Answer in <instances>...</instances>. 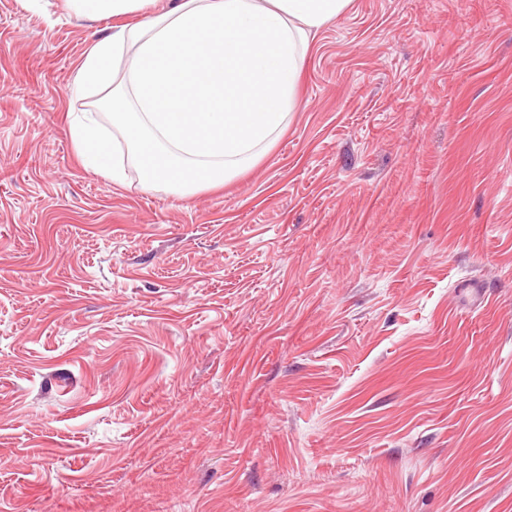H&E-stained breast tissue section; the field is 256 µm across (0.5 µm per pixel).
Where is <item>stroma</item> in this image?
Returning <instances> with one entry per match:
<instances>
[{
	"instance_id": "obj_1",
	"label": "stroma",
	"mask_w": 512,
	"mask_h": 512,
	"mask_svg": "<svg viewBox=\"0 0 512 512\" xmlns=\"http://www.w3.org/2000/svg\"><path fill=\"white\" fill-rule=\"evenodd\" d=\"M112 25L0 0V512H512V0H352L189 198L77 154Z\"/></svg>"
}]
</instances>
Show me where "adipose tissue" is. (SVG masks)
I'll use <instances>...</instances> for the list:
<instances>
[{"label":"adipose tissue","instance_id":"ef3b65f1","mask_svg":"<svg viewBox=\"0 0 512 512\" xmlns=\"http://www.w3.org/2000/svg\"><path fill=\"white\" fill-rule=\"evenodd\" d=\"M68 0L76 16L115 18L86 53L78 85H111L112 135L142 183L183 196L254 167L296 111L297 81L321 29L352 0ZM149 11L147 20L128 16ZM84 166L120 181L93 115L70 126Z\"/></svg>","mask_w":512,"mask_h":512}]
</instances>
